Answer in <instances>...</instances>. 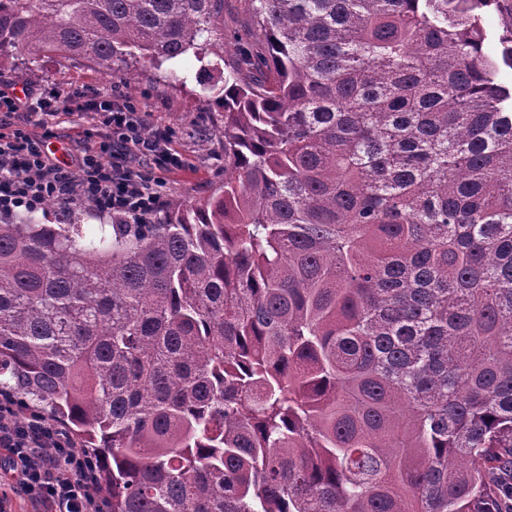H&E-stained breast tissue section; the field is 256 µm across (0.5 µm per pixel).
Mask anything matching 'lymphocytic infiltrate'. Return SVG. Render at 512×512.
<instances>
[{"label":"lymphocytic infiltrate","mask_w":512,"mask_h":512,"mask_svg":"<svg viewBox=\"0 0 512 512\" xmlns=\"http://www.w3.org/2000/svg\"><path fill=\"white\" fill-rule=\"evenodd\" d=\"M67 102L91 114L98 140L67 159L27 127L0 131V211L33 210L49 202L93 207L138 224L154 220L166 202L167 172L184 160L172 147L174 128L155 126L146 109L116 93L85 98L79 91L34 89L17 94L0 85V112L51 115ZM0 448L17 487L49 512H103L101 466L61 427L36 413L19 417L14 399L0 398Z\"/></svg>","instance_id":"lymphocytic-infiltrate-1"}]
</instances>
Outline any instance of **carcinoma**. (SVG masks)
I'll return each instance as SVG.
<instances>
[{
  "label": "carcinoma",
  "mask_w": 512,
  "mask_h": 512,
  "mask_svg": "<svg viewBox=\"0 0 512 512\" xmlns=\"http://www.w3.org/2000/svg\"><path fill=\"white\" fill-rule=\"evenodd\" d=\"M0 0V68L193 53L224 184L133 224L0 215V394L102 459L111 512H492L512 474L502 0ZM98 220L88 224L89 218ZM248 0H224V57L234 55L237 49L248 47L252 51H263L264 40L253 35L248 28ZM510 8L509 10H505L501 8L499 11L491 10L484 17L483 25L487 31L488 38L497 43L498 36L501 34L503 29H505L512 22L511 17V4L512 0L506 1Z\"/></svg>",
  "instance_id": "carcinoma-1"
}]
</instances>
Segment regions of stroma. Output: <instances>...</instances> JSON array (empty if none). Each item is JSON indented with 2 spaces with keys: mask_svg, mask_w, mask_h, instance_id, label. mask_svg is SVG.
I'll return each mask as SVG.
<instances>
[{
  "mask_svg": "<svg viewBox=\"0 0 512 512\" xmlns=\"http://www.w3.org/2000/svg\"><path fill=\"white\" fill-rule=\"evenodd\" d=\"M248 0H224V51L233 56L237 49L254 51L264 48L262 37L252 34L247 21ZM19 69L0 70V83L33 88H73L91 97L103 90H116L147 107L155 122L180 129L173 147L184 160L182 170L169 174L168 193L185 201L205 197L224 180V138L218 132L219 115L213 104L199 101L194 93L199 63L194 56L184 57L176 66L179 75L187 76L186 85L162 80L148 72L131 79L102 75L86 63L57 55H31ZM31 133L51 131L52 145L66 152L79 134L94 133L95 124L85 114L58 110L47 124L30 123Z\"/></svg>",
  "mask_w": 512,
  "mask_h": 512,
  "instance_id": "35a3bbf8",
  "label": "stroma"
}]
</instances>
